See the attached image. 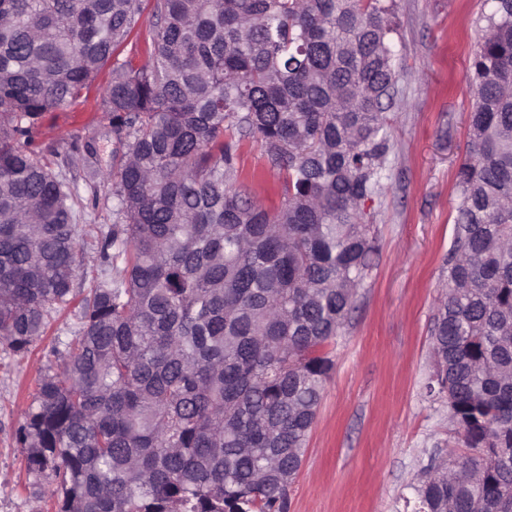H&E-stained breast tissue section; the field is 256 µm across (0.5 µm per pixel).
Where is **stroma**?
Returning <instances> with one entry per match:
<instances>
[{"label": "stroma", "instance_id": "35a3bbf8", "mask_svg": "<svg viewBox=\"0 0 512 512\" xmlns=\"http://www.w3.org/2000/svg\"><path fill=\"white\" fill-rule=\"evenodd\" d=\"M489 9L487 0H394L399 93L381 191L364 209L374 226L372 270L328 348L334 366L291 488L290 512H404L432 458L461 461L471 454L449 419L447 397L428 393L437 371L430 330L447 279L459 202L455 178L474 103L472 62ZM74 112L66 106L44 113L34 145L72 150L62 173L79 186L75 210L91 272L114 216L111 186L89 174L111 167L118 145L104 113L83 125ZM238 167L254 199L280 210L283 180L260 140L243 143ZM77 328L67 310L53 315L28 353L0 341V512L47 508L45 482L29 471L18 431L39 378L58 367L56 348Z\"/></svg>", "mask_w": 512, "mask_h": 512}]
</instances>
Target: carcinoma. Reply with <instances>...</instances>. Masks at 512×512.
<instances>
[{"mask_svg": "<svg viewBox=\"0 0 512 512\" xmlns=\"http://www.w3.org/2000/svg\"><path fill=\"white\" fill-rule=\"evenodd\" d=\"M146 0H0V340L26 353L73 308L59 372L19 439L57 512H289L333 360L367 277L389 151L384 0H153L135 65L115 61ZM476 103L431 335L435 379L474 456L433 465L412 512H512V0H489ZM122 146L115 224L90 287L77 186L29 147L87 101ZM261 141L287 195L240 182Z\"/></svg>", "mask_w": 512, "mask_h": 512, "instance_id": "obj_1", "label": "carcinoma"}]
</instances>
